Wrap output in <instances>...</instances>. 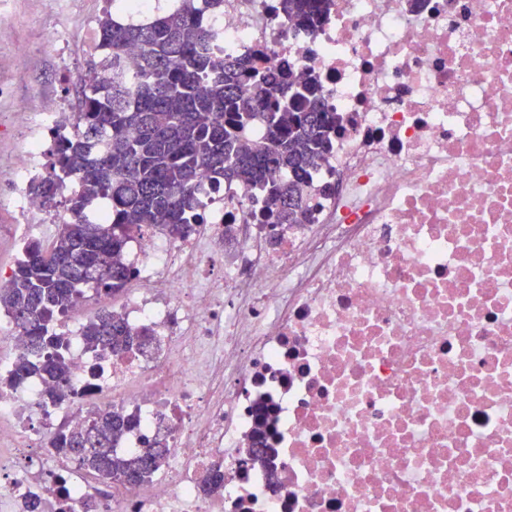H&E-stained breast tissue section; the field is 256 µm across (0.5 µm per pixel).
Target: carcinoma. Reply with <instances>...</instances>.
<instances>
[{
    "label": "carcinoma",
    "mask_w": 512,
    "mask_h": 512,
    "mask_svg": "<svg viewBox=\"0 0 512 512\" xmlns=\"http://www.w3.org/2000/svg\"><path fill=\"white\" fill-rule=\"evenodd\" d=\"M223 0H179L148 18H124L128 4L112 0L99 22L104 77L79 94L80 127L59 138L54 161L29 191L50 204L65 198L67 215L47 247L30 242L7 288L0 311L25 350L0 379L16 388L33 376L51 382L58 405L70 386L69 341L55 321L88 294L116 296L135 277L125 262L128 241L145 227L181 235L204 223L203 180L218 185L241 179L265 191L260 221L298 224L304 214L310 168L330 147L338 117L312 83L295 84L289 70L273 71L213 52L207 11ZM329 0H284L283 9L306 26L316 24ZM139 49L136 71L126 49ZM263 126L258 142L250 129ZM146 329L134 331L106 309L82 327L87 348L108 353L139 349ZM134 418L96 413L89 426L60 427L54 449L106 484L146 482L163 467L166 449L150 444L129 455L112 449Z\"/></svg>",
    "instance_id": "obj_1"
}]
</instances>
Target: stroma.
Segmentation results:
<instances>
[{
    "label": "stroma",
    "mask_w": 512,
    "mask_h": 512,
    "mask_svg": "<svg viewBox=\"0 0 512 512\" xmlns=\"http://www.w3.org/2000/svg\"><path fill=\"white\" fill-rule=\"evenodd\" d=\"M110 0H12L0 14V269L15 268L17 255L5 231L16 222L9 201L21 187L11 175L14 158L30 141L25 103L37 109L49 100L73 111L95 59L89 47L98 22L111 10ZM29 48L24 67H17L16 45Z\"/></svg>",
    "instance_id": "35a3bbf8"
}]
</instances>
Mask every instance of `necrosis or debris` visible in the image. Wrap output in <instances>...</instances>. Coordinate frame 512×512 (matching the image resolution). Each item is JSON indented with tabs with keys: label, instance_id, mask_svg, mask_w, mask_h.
<instances>
[{
	"label": "necrosis or debris",
	"instance_id": "obj_1",
	"mask_svg": "<svg viewBox=\"0 0 512 512\" xmlns=\"http://www.w3.org/2000/svg\"><path fill=\"white\" fill-rule=\"evenodd\" d=\"M210 24L339 117L305 216L258 223L234 183L200 228L132 238L136 293L95 304L157 342L96 371L58 322L61 404L38 376L0 390V512H79L91 486L42 460L105 408L137 419L117 452L168 456L97 512H512V0H330L312 27L224 0Z\"/></svg>",
	"mask_w": 512,
	"mask_h": 512
}]
</instances>
